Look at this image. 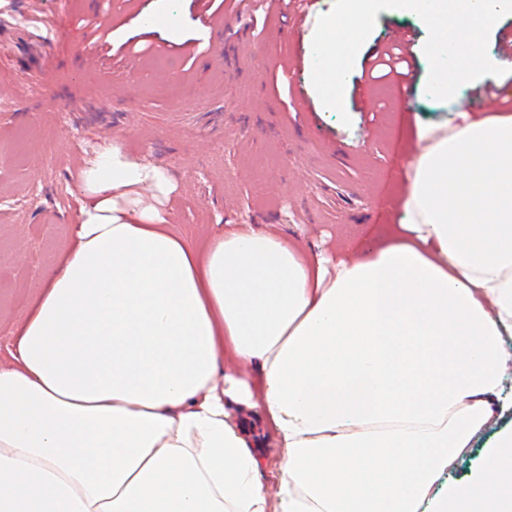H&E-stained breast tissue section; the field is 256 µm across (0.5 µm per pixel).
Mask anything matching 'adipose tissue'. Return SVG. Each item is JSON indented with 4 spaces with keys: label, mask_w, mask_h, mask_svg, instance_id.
<instances>
[{
    "label": "adipose tissue",
    "mask_w": 512,
    "mask_h": 512,
    "mask_svg": "<svg viewBox=\"0 0 512 512\" xmlns=\"http://www.w3.org/2000/svg\"><path fill=\"white\" fill-rule=\"evenodd\" d=\"M420 138L403 218L357 258L190 243L139 194L165 172L100 151L0 366V512H512V429L445 479L512 410V115ZM506 421L490 423L483 431L480 439L471 452L459 460L455 468L449 473V479L469 478L476 476L481 469L482 459L487 448L492 447L497 434L504 428ZM251 437L257 439L261 446L258 448L260 452L266 454L264 480L270 491H274V487L278 481L277 467L274 462L277 460L276 448H274V440L268 428L263 429L261 433L258 430L251 433Z\"/></svg>",
    "instance_id": "adipose-tissue-1"
}]
</instances>
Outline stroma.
Segmentation results:
<instances>
[{
    "label": "stroma",
    "instance_id": "obj_1",
    "mask_svg": "<svg viewBox=\"0 0 512 512\" xmlns=\"http://www.w3.org/2000/svg\"><path fill=\"white\" fill-rule=\"evenodd\" d=\"M14 2L0 9V87L17 90L0 98V257H10L0 260V365L11 361V327L26 313V297L78 219L81 172L99 148L117 145L167 173L176 189L161 213L189 241L253 222L311 250L354 255L376 247L384 225L397 222L393 198L420 130L459 124V101L484 85L476 79L447 102L428 95L427 29L412 11L383 10L369 39L376 48L390 32L412 33L410 97L399 104L386 80L359 99L369 56L357 54L345 81V124L314 87L305 92L308 111L298 112L271 82L286 57L312 67L308 29L334 0H317L306 29L274 18L258 36L232 10L204 25L195 0H161L176 39L193 44L191 56L151 52L162 37L141 32L138 20L151 0H40L32 24L24 0ZM126 43L140 56H128ZM89 45L112 49L95 69L82 59ZM316 132L359 142L356 159L342 164L313 148Z\"/></svg>",
    "mask_w": 512,
    "mask_h": 512
}]
</instances>
